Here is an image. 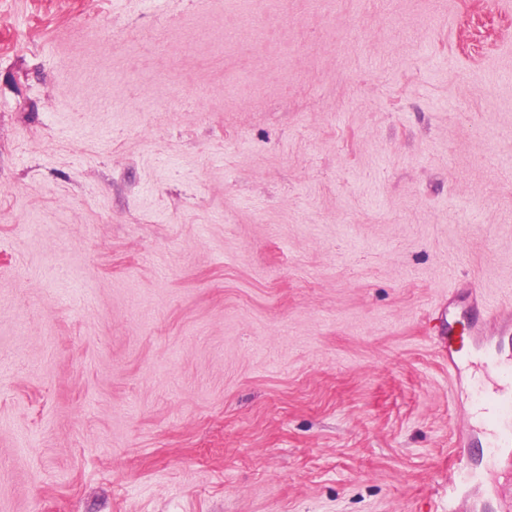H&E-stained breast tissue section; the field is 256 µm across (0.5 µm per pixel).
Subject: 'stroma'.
<instances>
[{"label":"stroma","mask_w":512,"mask_h":512,"mask_svg":"<svg viewBox=\"0 0 512 512\" xmlns=\"http://www.w3.org/2000/svg\"><path fill=\"white\" fill-rule=\"evenodd\" d=\"M509 171L512 0H0V512H512Z\"/></svg>","instance_id":"35a3bbf8"}]
</instances>
